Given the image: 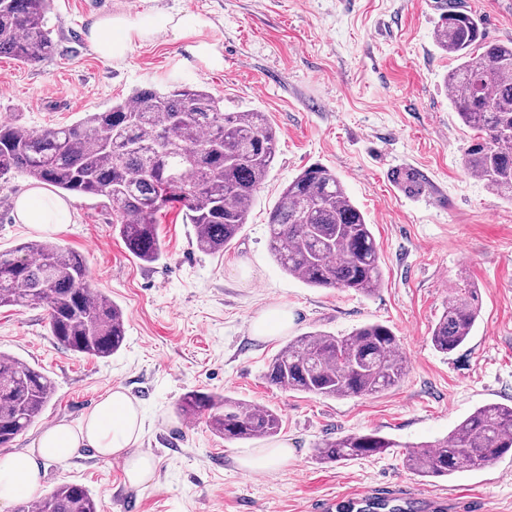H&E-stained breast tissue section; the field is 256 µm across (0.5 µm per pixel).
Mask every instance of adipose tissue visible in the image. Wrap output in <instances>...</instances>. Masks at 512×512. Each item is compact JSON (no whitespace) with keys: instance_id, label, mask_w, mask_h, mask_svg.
Masks as SVG:
<instances>
[{"instance_id":"adipose-tissue-1","label":"adipose tissue","mask_w":512,"mask_h":512,"mask_svg":"<svg viewBox=\"0 0 512 512\" xmlns=\"http://www.w3.org/2000/svg\"><path fill=\"white\" fill-rule=\"evenodd\" d=\"M201 25L199 17L176 18L161 11L152 13L146 28L131 24L124 17L107 15L92 25L90 42L102 60L120 62L135 41L160 32L183 35ZM16 213L21 223L37 231H55L70 220L69 205L41 187L18 198ZM144 429L139 403L123 389L108 391L78 425L52 426L29 448L0 455V512L19 500L43 495L47 467L68 462L83 448L94 449L107 460H122L129 486L146 483L154 474L155 461L138 449Z\"/></svg>"}]
</instances>
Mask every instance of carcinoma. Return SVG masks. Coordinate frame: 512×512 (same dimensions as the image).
Instances as JSON below:
<instances>
[{
    "instance_id": "carcinoma-1",
    "label": "carcinoma",
    "mask_w": 512,
    "mask_h": 512,
    "mask_svg": "<svg viewBox=\"0 0 512 512\" xmlns=\"http://www.w3.org/2000/svg\"><path fill=\"white\" fill-rule=\"evenodd\" d=\"M53 0H0V56L35 63L54 49L46 15ZM437 45L457 61L444 79L462 123L476 132L466 148L467 171L512 202V41L487 42L480 21L450 11L438 23ZM478 59L471 58L475 49ZM276 155V134L262 112L224 111V99L204 87H143L103 112L66 127L30 130L0 124V179L20 172L59 191L112 202L126 250L154 263L165 243L157 214L170 204L195 228L196 248L224 252L247 223L257 190ZM269 249L281 268L313 288L364 296L382 286L377 246L363 213L329 169L311 166L283 189L270 213ZM46 307L51 336L64 348L108 358L125 339L124 311L90 287L86 259L49 241L0 252V307ZM478 318L474 292L448 301L434 329V348L462 346ZM409 364L386 325L367 322L346 335L314 330L296 336L270 360L267 379L287 391L336 398L391 389ZM54 392L51 380L0 351V447L40 417ZM178 411L207 416L226 441L269 437L278 413L221 393L189 392ZM395 442L378 432L348 434L316 445L330 462L384 453ZM512 453V405L477 408L446 437L414 446L408 469L425 478L476 470ZM18 512H99L89 491L62 484Z\"/></svg>"
}]
</instances>
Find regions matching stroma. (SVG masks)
<instances>
[{"instance_id":"stroma-1","label":"stroma","mask_w":512,"mask_h":512,"mask_svg":"<svg viewBox=\"0 0 512 512\" xmlns=\"http://www.w3.org/2000/svg\"><path fill=\"white\" fill-rule=\"evenodd\" d=\"M479 17L486 40H512V0H452ZM162 10L205 20L176 38L135 43L108 64L89 40L92 22L122 14L148 22ZM442 9L432 0H53L55 42L40 61L0 56V118L29 128L71 125L134 89L171 84L207 88L228 111L265 113L278 137L274 166L246 224L224 254L195 246L179 207L157 216L165 255L132 257L111 203L68 195L69 224L51 239L85 255L94 288L120 306L122 348L88 359L50 335L45 307L0 308V351L45 373L54 394L39 420L12 443L30 446L48 423L79 424L108 389L123 387L145 417L142 451L156 463L144 486L93 449L47 468L45 485L85 487L100 512H304L315 499L346 503L362 488L401 486L452 506L512 512V456L444 479L404 464L405 448L447 436L474 409L512 405V203L463 166L473 136L454 112L443 78L455 60L436 45ZM334 172L375 236L383 284L372 297L311 288L289 276L269 250V214L283 188L308 166ZM33 184L0 179V252L39 234L21 224L16 201ZM463 289L475 290L479 317L468 341L436 351L431 329ZM284 305L287 332L254 338L251 322ZM366 322L392 328L409 358L395 388L362 398L286 392L267 365L291 337L318 329L336 335ZM190 391L226 393L280 414L278 436L227 442L205 419L177 411ZM376 431L394 440L385 453L322 463V440ZM288 441L294 456L265 473L239 468L238 456Z\"/></svg>"}]
</instances>
